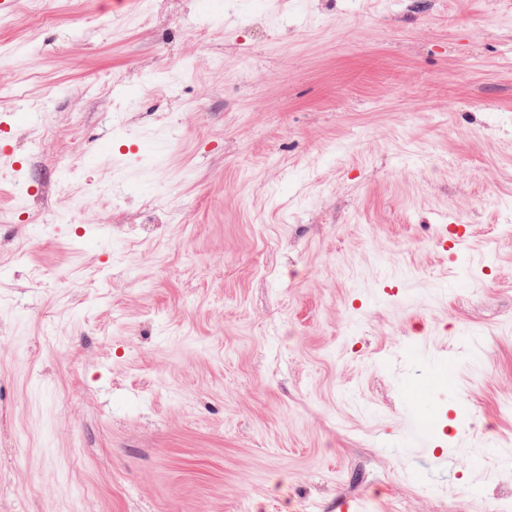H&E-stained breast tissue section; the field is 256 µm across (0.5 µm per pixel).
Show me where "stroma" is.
<instances>
[{"label":"stroma","mask_w":512,"mask_h":512,"mask_svg":"<svg viewBox=\"0 0 512 512\" xmlns=\"http://www.w3.org/2000/svg\"><path fill=\"white\" fill-rule=\"evenodd\" d=\"M0 134V512H512V0H24ZM421 402L423 404L420 418L412 422L405 434L406 442L411 448H424L430 440V434L433 433L434 422L424 421L425 412L427 411L429 415H432L434 410L428 391L422 392Z\"/></svg>","instance_id":"obj_1"}]
</instances>
